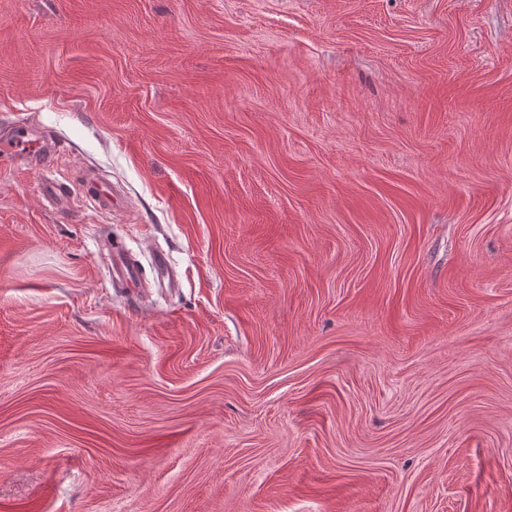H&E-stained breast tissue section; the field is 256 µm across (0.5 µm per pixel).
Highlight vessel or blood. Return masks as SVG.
Returning <instances> with one entry per match:
<instances>
[{"label":"vessel or blood","instance_id":"1","mask_svg":"<svg viewBox=\"0 0 512 512\" xmlns=\"http://www.w3.org/2000/svg\"><path fill=\"white\" fill-rule=\"evenodd\" d=\"M51 152L48 140L40 132L31 130L27 123L8 124L6 131L0 134V158L7 156L15 164L37 168L41 193L64 207L68 199L48 163ZM82 194L86 205L105 212L120 208L123 204L120 192L93 172L85 173ZM110 279L121 287L135 288L140 283V273L121 252L116 251L112 254Z\"/></svg>","mask_w":512,"mask_h":512}]
</instances>
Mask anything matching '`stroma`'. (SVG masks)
<instances>
[{"label": "stroma", "instance_id": "obj_1", "mask_svg": "<svg viewBox=\"0 0 512 512\" xmlns=\"http://www.w3.org/2000/svg\"><path fill=\"white\" fill-rule=\"evenodd\" d=\"M17 117L0 512H512V0H0ZM0 137V158L8 156L18 165L35 167L38 170L39 189L48 199L56 201L62 209L68 208V197L48 164V155L53 150L48 140L24 122H12ZM83 201L86 205L108 213L123 205L120 192L94 172H86L82 182ZM110 279L112 285L117 284L122 288H138L140 273L138 268L128 262L121 252L112 249Z\"/></svg>", "mask_w": 512, "mask_h": 512}]
</instances>
